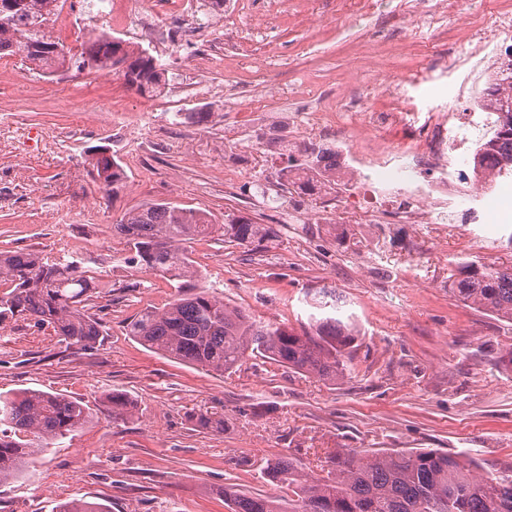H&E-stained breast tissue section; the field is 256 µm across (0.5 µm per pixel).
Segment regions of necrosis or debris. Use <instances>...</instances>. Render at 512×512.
Returning a JSON list of instances; mask_svg holds the SVG:
<instances>
[{
  "instance_id": "1",
  "label": "necrosis or debris",
  "mask_w": 512,
  "mask_h": 512,
  "mask_svg": "<svg viewBox=\"0 0 512 512\" xmlns=\"http://www.w3.org/2000/svg\"><path fill=\"white\" fill-rule=\"evenodd\" d=\"M479 53L459 59L473 79L458 92L463 109L433 113L401 162H394L393 150L376 140L355 142L347 114L338 111L315 113L311 126L317 134H333L338 160L335 182L352 185L370 182L392 195L386 213L394 224H475L505 195L512 193V180L496 171L478 172L467 158L479 150L469 138L472 129L492 124L490 101L502 87L501 61H489L483 50L496 42L487 24L471 28Z\"/></svg>"
}]
</instances>
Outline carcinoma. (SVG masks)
Here are the masks:
<instances>
[{"mask_svg":"<svg viewBox=\"0 0 512 512\" xmlns=\"http://www.w3.org/2000/svg\"><path fill=\"white\" fill-rule=\"evenodd\" d=\"M59 8L58 0H13L0 15V58L17 57L32 72L52 77L76 62L81 68L109 69L139 94L153 95L166 85L168 69L139 45L108 34L85 43L78 60L46 31ZM496 120L484 146L503 170L512 171V76L495 99ZM281 160L280 177L297 171L294 191L322 194L326 177L336 168V154L316 143L288 149L278 137L267 141ZM92 173L106 188L117 190L125 178L115 155L94 150ZM113 229L130 246L124 262L173 282L178 295L161 308L147 307L127 324L138 343L181 362L231 374L244 359L259 357L336 384L345 379V361L359 336L353 322L337 314L311 317L312 331L302 335L261 322L191 280L197 270L185 244L206 237L261 251L272 229L252 218L227 214L217 224L205 211L171 202H148L127 212ZM102 287L79 254L50 259L24 249L0 252V322L16 315L46 325L67 345L92 347L103 325L88 312L89 292ZM462 301L512 321V268L461 262L449 283ZM80 399L33 389L0 392V484L28 475L35 454L55 445L90 420ZM200 430L222 432L224 420L213 413L193 415ZM269 480L288 488V507L266 496L245 495L224 487L232 512H512V478L475 471L461 453L435 450L405 453H362L341 449L327 455L315 476L303 475L290 458L268 461ZM57 512H108L85 499L63 504Z\"/></svg>","mask_w":512,"mask_h":512,"instance_id":"carcinoma-1","label":"carcinoma"}]
</instances>
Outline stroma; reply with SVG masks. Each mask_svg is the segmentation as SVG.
I'll list each match as a JSON object with an SVG mask.
<instances>
[{
	"label": "stroma",
	"instance_id": "obj_1",
	"mask_svg": "<svg viewBox=\"0 0 512 512\" xmlns=\"http://www.w3.org/2000/svg\"><path fill=\"white\" fill-rule=\"evenodd\" d=\"M205 36L189 50L174 24H148L151 0H60L50 34L80 54L105 32L141 45L169 72L142 96L118 74L69 69L45 78L0 59V251L77 252L102 282L88 302L104 334L89 350L52 328L14 317L0 325V392L39 389L88 403L92 419L0 485V512H54L75 498L109 512H231L221 491L285 497L263 473L287 457L316 472L326 452L464 453L478 472L512 474V323L458 301L448 280L459 262L512 266V211L482 224H333L336 198L285 199L280 162L251 163L282 119L335 107L353 87L412 112L457 105L463 73L427 61L474 48L471 24L512 0H458L433 29L411 0H190ZM238 10L233 30L224 15ZM270 63L255 105L250 59ZM207 113L197 122L196 113ZM96 146L110 147L127 179L110 193L91 175ZM238 174L224 184V169ZM243 214L270 226L263 251L207 238L188 250L198 286L258 320L307 330L322 292L359 329L349 377L336 385L246 359L232 374L172 360L126 332L133 315L175 291L125 262L112 226L146 202ZM133 411L113 418L107 395ZM215 412L220 433L191 417Z\"/></svg>",
	"mask_w": 512,
	"mask_h": 512
}]
</instances>
